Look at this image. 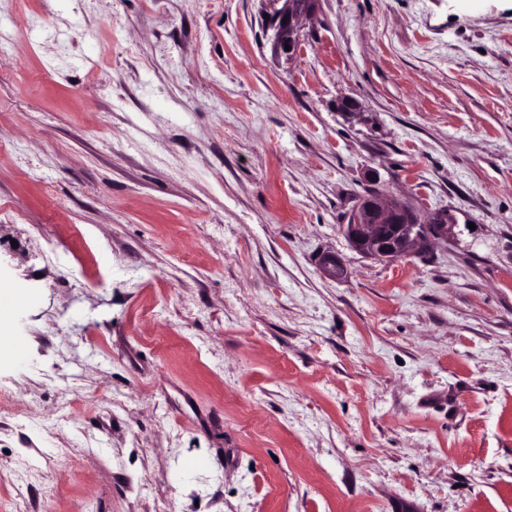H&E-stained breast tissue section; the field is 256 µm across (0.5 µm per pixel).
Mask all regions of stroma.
<instances>
[{
	"label": "stroma",
	"mask_w": 512,
	"mask_h": 512,
	"mask_svg": "<svg viewBox=\"0 0 512 512\" xmlns=\"http://www.w3.org/2000/svg\"><path fill=\"white\" fill-rule=\"evenodd\" d=\"M270 11L0 0V512H512V0ZM284 2L281 8L274 9V36L273 51L277 55L293 56L299 46L298 20L311 14L317 4V0H304L301 4L296 0H271L272 5ZM285 45L290 50H285ZM456 225L447 224L444 212L425 224L410 204L395 198L382 201L369 193L360 198L343 231L364 257L392 261L407 257L422 243L448 240ZM25 302V297L23 294L10 289L3 288L0 289V337H1V345H0V358L2 356H13L16 354V351L13 347L5 348L2 345V341L5 336H9L10 324L8 320V315L10 312L19 308Z\"/></svg>",
	"instance_id": "1"
}]
</instances>
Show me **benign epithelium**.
Masks as SVG:
<instances>
[{
	"label": "benign epithelium",
	"mask_w": 512,
	"mask_h": 512,
	"mask_svg": "<svg viewBox=\"0 0 512 512\" xmlns=\"http://www.w3.org/2000/svg\"><path fill=\"white\" fill-rule=\"evenodd\" d=\"M279 2L282 7L273 12L272 47L275 54L291 57L299 46L298 20L314 11L317 0H271L274 5ZM454 228L443 212L424 223L410 204L395 198L382 201L374 193L360 198L343 225L354 250L366 258L386 261L405 258L422 243L446 240L454 236Z\"/></svg>",
	"instance_id": "1"
}]
</instances>
